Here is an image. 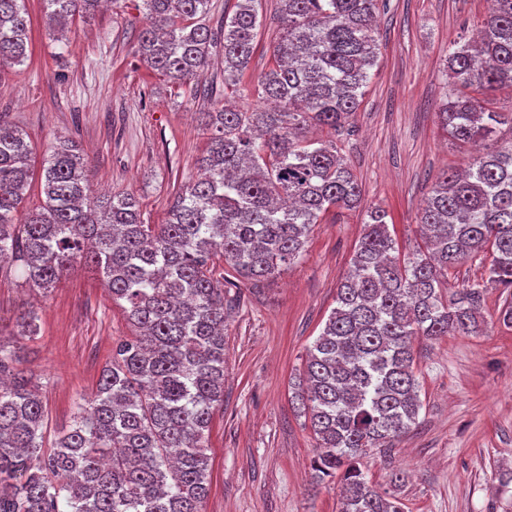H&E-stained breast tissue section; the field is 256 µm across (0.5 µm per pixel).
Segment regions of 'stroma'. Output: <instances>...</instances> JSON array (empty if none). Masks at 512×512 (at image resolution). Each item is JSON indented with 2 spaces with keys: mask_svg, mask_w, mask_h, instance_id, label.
<instances>
[{
  "mask_svg": "<svg viewBox=\"0 0 512 512\" xmlns=\"http://www.w3.org/2000/svg\"><path fill=\"white\" fill-rule=\"evenodd\" d=\"M26 7L30 56L0 82V118L26 132L38 164L56 138H72L92 160L93 195L129 193L144 223H163L176 192L199 175L200 115L224 97L219 59L200 78L212 97H199L171 87L135 54L142 21L132 0L75 18L64 48L47 27L43 0ZM488 7V0H386L381 8L378 64L352 125L316 132L335 141L353 169L361 207L325 213L303 256L277 279L224 290V404L209 432L206 512H339L338 481L313 477L316 442L293 402L294 385L336 305L365 207L387 209L400 251H412L424 198L466 156L438 117L445 57L450 41L472 36ZM262 14L245 107L258 103L256 79L271 62L277 0H262ZM504 299L501 289H488L479 335L414 343L418 424L391 451L361 461L369 482L395 495L403 512H512V328L497 320ZM28 308L42 322L27 358L42 378L51 440L71 425L113 345L131 329L85 268L48 294L19 274H0V317Z\"/></svg>",
  "mask_w": 512,
  "mask_h": 512,
  "instance_id": "35a3bbf8",
  "label": "stroma"
}]
</instances>
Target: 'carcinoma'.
Segmentation results:
<instances>
[{"label": "carcinoma", "instance_id": "cac0c4a2", "mask_svg": "<svg viewBox=\"0 0 512 512\" xmlns=\"http://www.w3.org/2000/svg\"><path fill=\"white\" fill-rule=\"evenodd\" d=\"M44 2L48 28L62 34L69 18L93 15L104 0ZM279 2L271 65L257 81L276 112L237 104L261 0H235L217 30L206 23L211 0L138 3L136 52L168 82H198L215 48L224 63V102L201 113V175L163 224L144 223L128 193L90 197V162L65 138L43 161V204L17 223L31 144L0 120V272L20 268L26 284L48 293L88 267L124 302L135 330L112 348L94 396L49 448L42 386L24 368L39 317L20 311L10 334L0 332V512H204L206 448L224 402V286L275 279L327 211L362 202L336 143L309 134L341 129L358 111L378 59L376 15L385 0ZM28 48L24 0H0V78L24 65ZM446 72L443 129L453 143L479 149L429 192L413 251L400 254L385 209L367 208L296 393L316 439L315 477L342 472L339 512H402L357 461L417 424L413 340L479 334L488 285L512 289V142L495 139L512 111L481 99L512 88V0H491L478 37L448 45ZM485 252L487 280L444 301L448 270ZM217 256L224 276L215 274Z\"/></svg>", "mask_w": 512, "mask_h": 512}]
</instances>
